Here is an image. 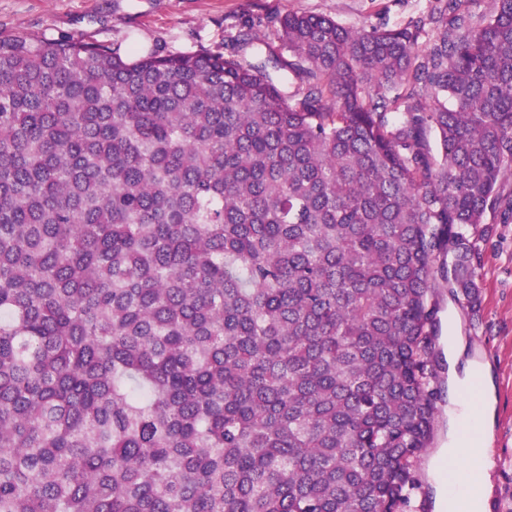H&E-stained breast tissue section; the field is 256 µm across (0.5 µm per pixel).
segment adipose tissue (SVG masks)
<instances>
[{"mask_svg":"<svg viewBox=\"0 0 512 512\" xmlns=\"http://www.w3.org/2000/svg\"><path fill=\"white\" fill-rule=\"evenodd\" d=\"M462 337L448 339V436L429 462L435 512H487L484 460L493 443L496 396L481 364L465 357Z\"/></svg>","mask_w":512,"mask_h":512,"instance_id":"1","label":"adipose tissue"}]
</instances>
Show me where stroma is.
<instances>
[{
  "label": "stroma",
  "mask_w": 512,
  "mask_h": 512,
  "mask_svg": "<svg viewBox=\"0 0 512 512\" xmlns=\"http://www.w3.org/2000/svg\"><path fill=\"white\" fill-rule=\"evenodd\" d=\"M436 0H0V33L74 38L166 53H227L243 33H270L272 18L289 11L333 18L351 26L397 27L428 14ZM502 202L468 231L478 253L480 299H454L437 281L439 333H458L489 372L497 397L489 473L491 512H512V175Z\"/></svg>",
  "instance_id": "35a3bbf8"
}]
</instances>
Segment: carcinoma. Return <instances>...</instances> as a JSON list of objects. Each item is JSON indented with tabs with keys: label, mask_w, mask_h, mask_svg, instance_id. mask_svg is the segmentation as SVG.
Returning <instances> with one entry per match:
<instances>
[{
	"label": "carcinoma",
	"mask_w": 512,
	"mask_h": 512,
	"mask_svg": "<svg viewBox=\"0 0 512 512\" xmlns=\"http://www.w3.org/2000/svg\"><path fill=\"white\" fill-rule=\"evenodd\" d=\"M471 2L248 54L0 36V512L432 500L435 273L478 301L512 170V0Z\"/></svg>",
	"instance_id": "1"
}]
</instances>
